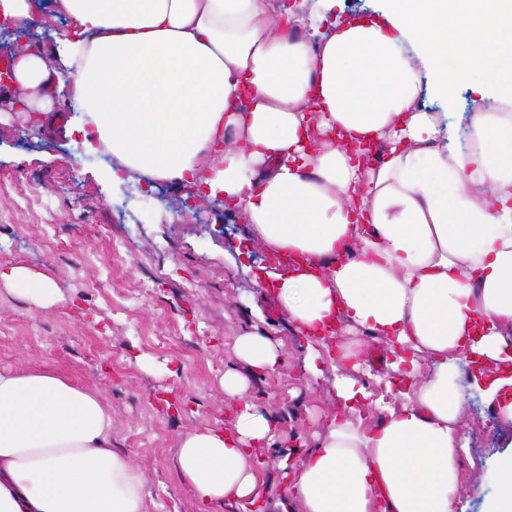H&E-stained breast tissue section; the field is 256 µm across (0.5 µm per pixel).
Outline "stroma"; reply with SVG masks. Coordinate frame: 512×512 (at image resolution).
Here are the masks:
<instances>
[{
	"mask_svg": "<svg viewBox=\"0 0 512 512\" xmlns=\"http://www.w3.org/2000/svg\"><path fill=\"white\" fill-rule=\"evenodd\" d=\"M15 96L0 92V266L50 277L69 306L38 310L0 288V364L49 366L101 393L112 409L113 449L145 480L147 512H242L192 497L177 470L180 441L229 418L221 378L236 369L247 396L278 421L279 438L262 455L267 486L280 485L286 449L316 447L338 411L328 360H312L273 297L255 286L256 268L272 258L237 212L164 183L155 186L163 207L120 209L125 183L83 164L65 132L25 121L11 108ZM185 201L201 212L173 226L170 214ZM119 239L125 247L113 250ZM149 280L155 288L146 299L139 284ZM256 311L269 336L285 343L272 372L234 355ZM459 412L467 454L453 497L465 512H484L497 492L488 477L512 446V420L482 403H461Z\"/></svg>",
	"mask_w": 512,
	"mask_h": 512,
	"instance_id": "stroma-1",
	"label": "stroma"
}]
</instances>
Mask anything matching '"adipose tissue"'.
Masks as SVG:
<instances>
[{"mask_svg": "<svg viewBox=\"0 0 512 512\" xmlns=\"http://www.w3.org/2000/svg\"><path fill=\"white\" fill-rule=\"evenodd\" d=\"M329 0H54L66 52L11 61L40 127L92 128L120 167L231 202L273 253L312 267L265 269L306 337L330 323L390 341L403 386L372 398L333 363L338 404L319 445L284 472L305 512H455L461 365L489 368L472 387L512 419V122L489 119L479 152L440 145L421 97L454 104L460 83L512 99V0H389L372 20L326 22ZM67 99L70 113L52 104ZM497 186L493 199L484 185ZM0 284L38 309L66 301L18 264ZM284 343L238 336L237 358L277 367ZM232 427L196 429L177 454L205 505L256 499L258 448L271 417L222 378ZM374 400L384 417L359 410ZM144 480L112 448L100 393L43 368L0 366V512H144Z\"/></svg>", "mask_w": 512, "mask_h": 512, "instance_id": "ef3b65f1", "label": "adipose tissue"}]
</instances>
